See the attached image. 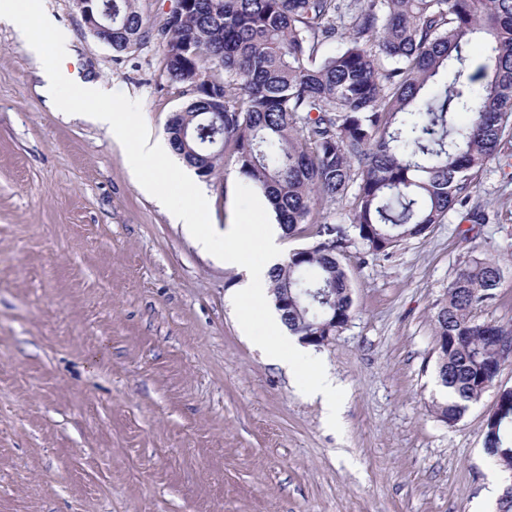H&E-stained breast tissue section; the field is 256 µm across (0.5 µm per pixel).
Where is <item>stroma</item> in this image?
I'll use <instances>...</instances> for the list:
<instances>
[{
  "instance_id": "obj_1",
  "label": "stroma",
  "mask_w": 512,
  "mask_h": 512,
  "mask_svg": "<svg viewBox=\"0 0 512 512\" xmlns=\"http://www.w3.org/2000/svg\"><path fill=\"white\" fill-rule=\"evenodd\" d=\"M75 67L138 101L165 137L189 100L155 41L118 54L74 0H45ZM210 219L274 223L225 154ZM474 232L504 279L478 321L512 324V178L480 177ZM459 215L386 259L344 262L348 324L295 371L237 309L242 268L207 252L130 175L110 132L51 111L37 64L0 23V512H479L501 477L483 421L512 360L456 425L441 422L433 317L466 254ZM326 366L335 425L295 374Z\"/></svg>"
}]
</instances>
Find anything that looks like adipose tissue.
Here are the masks:
<instances>
[{"label": "adipose tissue", "instance_id": "1", "mask_svg": "<svg viewBox=\"0 0 512 512\" xmlns=\"http://www.w3.org/2000/svg\"><path fill=\"white\" fill-rule=\"evenodd\" d=\"M282 233V228L276 224L265 225L259 230L242 222L234 224L224 234V258L233 264L244 262L252 238L262 236L268 259L264 264L251 266V278L244 286L241 296L246 316L261 315L269 327L268 335L258 339V348L270 361L286 366L294 363L302 347L290 336L279 313L270 312L266 307V290L270 282V272L276 264L278 239ZM297 384L303 391L319 397L326 420L335 422L339 396L335 377L326 368L320 367L310 374L298 377Z\"/></svg>", "mask_w": 512, "mask_h": 512}]
</instances>
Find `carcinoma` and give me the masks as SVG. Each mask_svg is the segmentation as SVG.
Wrapping results in <instances>:
<instances>
[{"label":"carcinoma","mask_w":512,"mask_h":512,"mask_svg":"<svg viewBox=\"0 0 512 512\" xmlns=\"http://www.w3.org/2000/svg\"><path fill=\"white\" fill-rule=\"evenodd\" d=\"M176 0L147 27L138 0H96L112 21V50L158 40L170 79L191 99L168 126L174 153L207 178L232 148L238 172L292 236L314 241L271 272L273 301L294 336H327L351 318V246L387 258L471 205L481 173L512 167V0ZM336 42L332 54L323 47ZM353 194L349 224L328 221ZM434 315L438 418L459 422L498 376L512 325L479 322L501 269L476 237ZM484 451L512 471V392L501 399Z\"/></svg>","instance_id":"carcinoma-1"}]
</instances>
